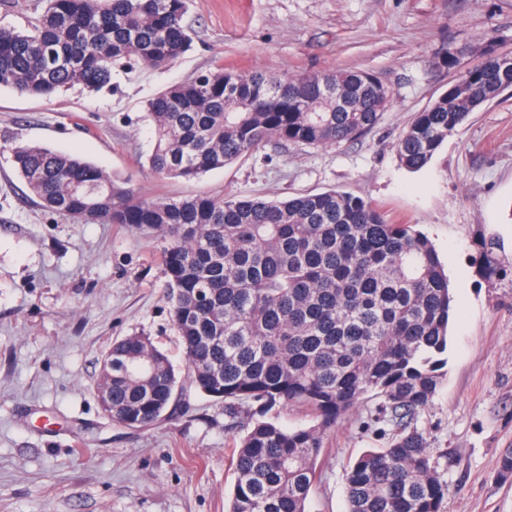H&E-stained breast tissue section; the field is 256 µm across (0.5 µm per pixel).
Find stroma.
Returning a JSON list of instances; mask_svg holds the SVG:
<instances>
[{
    "instance_id": "obj_1",
    "label": "stroma",
    "mask_w": 512,
    "mask_h": 512,
    "mask_svg": "<svg viewBox=\"0 0 512 512\" xmlns=\"http://www.w3.org/2000/svg\"><path fill=\"white\" fill-rule=\"evenodd\" d=\"M194 48L172 67L117 69L98 91L51 98L0 87V512H225L236 482L233 436L246 406L183 387L176 413L146 429L108 421L97 397L101 359L143 334L177 376L185 357L171 318L164 242L117 224H85L43 208L9 150L40 145L93 162L151 198L199 194L283 199L333 188L369 199L394 224L435 245L456 298L448 364L417 427L448 483L444 512H512V281L487 283L472 265L492 235L512 261V90L484 104L430 163L408 171L395 144L455 71L441 50L480 63L489 38L512 51V0H188ZM299 75L367 70L393 99L358 140L269 143L193 179L162 178L146 100L198 73ZM361 400L326 438L308 512H347L344 474L383 447L392 428Z\"/></svg>"
}]
</instances>
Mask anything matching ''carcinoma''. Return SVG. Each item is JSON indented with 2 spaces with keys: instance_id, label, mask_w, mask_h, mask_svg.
<instances>
[{
  "instance_id": "1",
  "label": "carcinoma",
  "mask_w": 512,
  "mask_h": 512,
  "mask_svg": "<svg viewBox=\"0 0 512 512\" xmlns=\"http://www.w3.org/2000/svg\"><path fill=\"white\" fill-rule=\"evenodd\" d=\"M26 30L0 27V87L48 97L98 90L115 66L164 69L192 49L187 0H47ZM395 144L419 170L471 113L512 88V52L492 45ZM391 89L365 70L240 74L222 67L146 103L157 174L185 179L222 169L259 146H332L370 131ZM10 162L49 211L85 224H119L164 239L162 262L186 380L258 418L233 442L237 478L227 512H307L325 437L366 397L389 444L345 474L348 512H443L448 484L416 421L446 365L453 295L429 239L392 224L371 202L330 189L285 200L193 195L149 198L98 166L17 144ZM493 236L477 244V273L512 276ZM103 394L113 423L148 428L175 402L178 378L147 336L107 352ZM305 409L313 424L284 427L273 407Z\"/></svg>"
}]
</instances>
